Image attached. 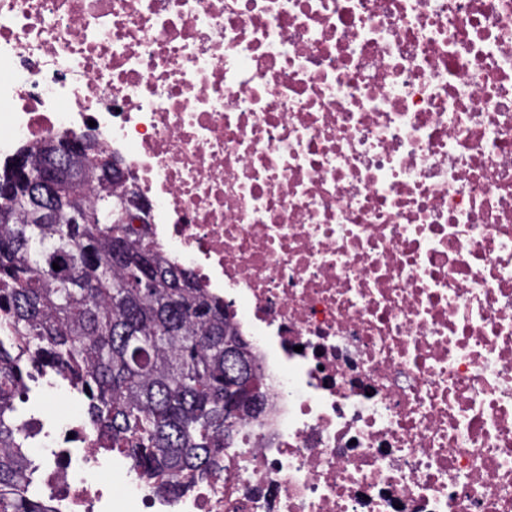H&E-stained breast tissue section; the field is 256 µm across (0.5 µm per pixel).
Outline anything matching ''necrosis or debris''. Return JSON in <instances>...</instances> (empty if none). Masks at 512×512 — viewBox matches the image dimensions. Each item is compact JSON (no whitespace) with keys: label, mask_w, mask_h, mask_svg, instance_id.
<instances>
[{"label":"necrosis or debris","mask_w":512,"mask_h":512,"mask_svg":"<svg viewBox=\"0 0 512 512\" xmlns=\"http://www.w3.org/2000/svg\"><path fill=\"white\" fill-rule=\"evenodd\" d=\"M66 133L271 413L160 496L41 409L55 512H512V0H0V160Z\"/></svg>","instance_id":"obj_1"}]
</instances>
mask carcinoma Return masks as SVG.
<instances>
[{"mask_svg":"<svg viewBox=\"0 0 512 512\" xmlns=\"http://www.w3.org/2000/svg\"><path fill=\"white\" fill-rule=\"evenodd\" d=\"M75 154L83 204L103 206L95 161ZM38 178L75 184L45 144L28 148ZM18 209L0 224V512H42L36 461L15 424L23 396L15 356L29 353L84 397L89 422L158 494L173 495L209 472L239 429H224V347L257 378L249 343L224 303L193 272L166 263L153 241L124 224H37ZM59 269H53V264ZM120 281L123 287L114 288Z\"/></svg>","mask_w":512,"mask_h":512,"instance_id":"carcinoma-1","label":"carcinoma"}]
</instances>
